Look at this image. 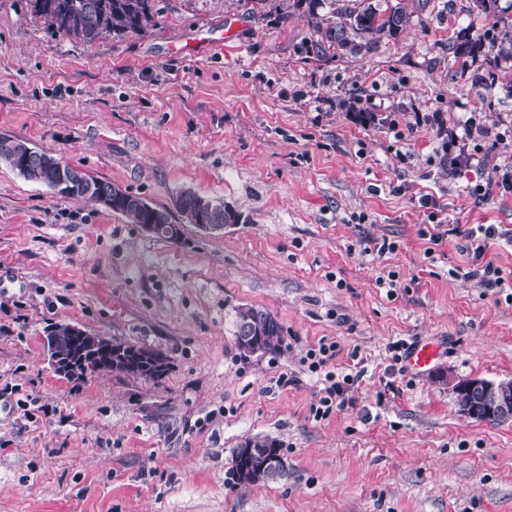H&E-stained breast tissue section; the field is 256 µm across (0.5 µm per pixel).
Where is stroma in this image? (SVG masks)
<instances>
[{
	"mask_svg": "<svg viewBox=\"0 0 512 512\" xmlns=\"http://www.w3.org/2000/svg\"><path fill=\"white\" fill-rule=\"evenodd\" d=\"M403 2L399 36L321 55L308 19L330 22L328 0H155L152 27L92 44L0 0V137L157 206L192 191L240 215L167 242L0 162V512H512V421L463 416L456 394L512 379V289L482 288L461 249L494 225L486 257L512 273V0L495 17ZM205 32L223 47L189 52ZM420 112L504 141H467L452 172ZM241 305L275 316L281 351L240 357ZM56 323L160 349L167 370L60 378ZM323 338L360 379L317 420L303 358ZM398 340L440 353L411 375ZM256 435L288 475L242 488L233 452Z\"/></svg>",
	"mask_w": 512,
	"mask_h": 512,
	"instance_id": "obj_1",
	"label": "stroma"
}]
</instances>
